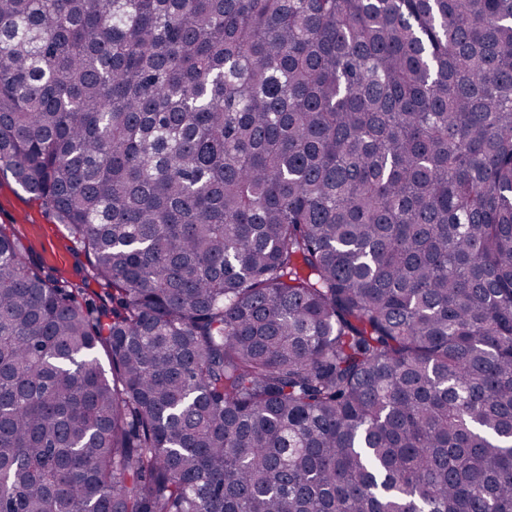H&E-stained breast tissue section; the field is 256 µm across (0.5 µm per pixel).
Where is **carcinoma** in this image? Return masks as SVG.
Masks as SVG:
<instances>
[{
	"mask_svg": "<svg viewBox=\"0 0 512 512\" xmlns=\"http://www.w3.org/2000/svg\"><path fill=\"white\" fill-rule=\"evenodd\" d=\"M3 167L0 510L512 512V0H0ZM0 225L32 264L81 284L87 263L79 245L50 207L24 191L6 170L0 171Z\"/></svg>",
	"mask_w": 512,
	"mask_h": 512,
	"instance_id": "obj_1",
	"label": "carcinoma"
}]
</instances>
